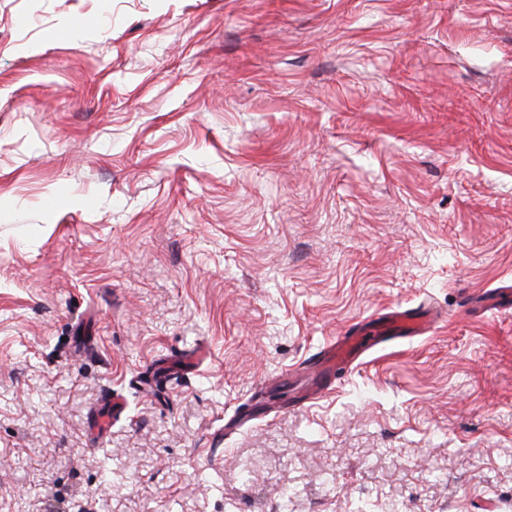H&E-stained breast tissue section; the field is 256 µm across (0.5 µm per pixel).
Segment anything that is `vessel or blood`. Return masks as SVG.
<instances>
[{
    "label": "vessel or blood",
    "instance_id": "obj_1",
    "mask_svg": "<svg viewBox=\"0 0 512 512\" xmlns=\"http://www.w3.org/2000/svg\"><path fill=\"white\" fill-rule=\"evenodd\" d=\"M430 327V317L415 309L388 311L373 330L360 332L351 329L336 342L326 345L315 368L324 377L335 376L341 370H352L381 346L428 333Z\"/></svg>",
    "mask_w": 512,
    "mask_h": 512
}]
</instances>
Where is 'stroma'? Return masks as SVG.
I'll use <instances>...</instances> for the list:
<instances>
[{
	"label": "stroma",
	"mask_w": 512,
	"mask_h": 512,
	"mask_svg": "<svg viewBox=\"0 0 512 512\" xmlns=\"http://www.w3.org/2000/svg\"><path fill=\"white\" fill-rule=\"evenodd\" d=\"M286 491L512 512V0H0V512ZM431 321L428 315L412 308L390 310L373 330L349 329L336 342L326 345L315 368L323 377H334L339 370H352L381 346L428 333Z\"/></svg>",
	"instance_id": "obj_1"
}]
</instances>
